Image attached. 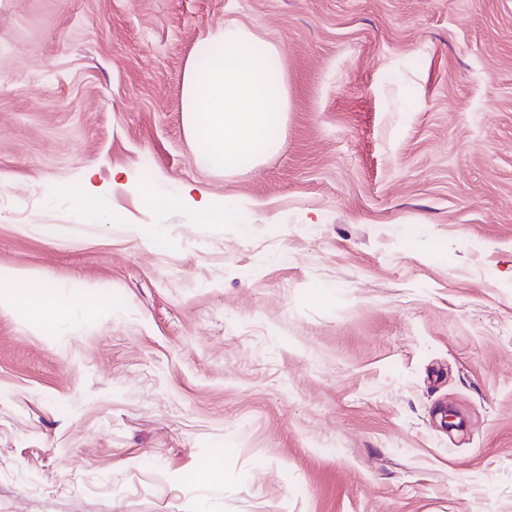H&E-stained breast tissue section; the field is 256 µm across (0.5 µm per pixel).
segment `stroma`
<instances>
[{
    "instance_id": "35a3bbf8",
    "label": "stroma",
    "mask_w": 512,
    "mask_h": 512,
    "mask_svg": "<svg viewBox=\"0 0 512 512\" xmlns=\"http://www.w3.org/2000/svg\"><path fill=\"white\" fill-rule=\"evenodd\" d=\"M230 22L289 107L226 173L183 80ZM1 194L71 318L0 307V512H512V0H0ZM199 220L203 224H238L240 214L231 206L224 205V208L216 207L211 201H202L197 209Z\"/></svg>"
}]
</instances>
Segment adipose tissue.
<instances>
[{
	"label": "adipose tissue",
	"instance_id": "adipose-tissue-1",
	"mask_svg": "<svg viewBox=\"0 0 512 512\" xmlns=\"http://www.w3.org/2000/svg\"><path fill=\"white\" fill-rule=\"evenodd\" d=\"M21 313L44 335H56L68 307L43 289L35 272L25 268H0V305Z\"/></svg>",
	"mask_w": 512,
	"mask_h": 512
}]
</instances>
